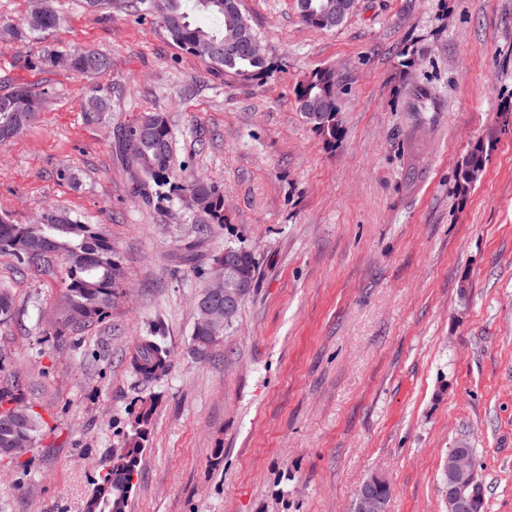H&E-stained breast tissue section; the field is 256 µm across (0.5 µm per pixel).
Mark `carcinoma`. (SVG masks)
<instances>
[{
	"instance_id": "carcinoma-1",
	"label": "carcinoma",
	"mask_w": 512,
	"mask_h": 512,
	"mask_svg": "<svg viewBox=\"0 0 512 512\" xmlns=\"http://www.w3.org/2000/svg\"><path fill=\"white\" fill-rule=\"evenodd\" d=\"M353 0H295L302 21L320 30H333L347 19ZM142 14L156 16L168 37L179 48L207 59L224 74L244 82L264 81L272 72L263 56L251 54L248 44L255 34L240 9L239 0H134ZM198 12L215 20L211 26L194 23L191 13ZM60 17L51 4L42 14L31 16L25 24H0V40L21 39L45 34L58 27ZM112 67L109 56L84 48L67 57L66 69L77 74H104ZM112 98L92 95L84 105V118L98 120L111 110ZM299 111L313 128L334 141L340 127L336 97V72L320 68L300 83L297 92ZM43 108V99L26 87L0 94V142L17 137L33 122ZM173 134L166 117L159 113L143 115L138 122L117 137L120 156L133 160L139 191L144 196L156 187L169 185L190 195L193 204L210 224L224 223V194L212 183L186 180L173 166ZM488 160L487 148L478 143L463 157L456 180V191L467 193L482 177ZM236 274L253 284L256 257L248 247L239 246ZM0 252L13 256L17 263L39 275L60 274L65 286L57 309L58 337L80 326L99 322L112 309L121 277L119 256L111 238L94 224H83L69 215L48 210L33 224H12L0 218ZM14 315L10 289L0 287V324ZM216 342L196 322L190 344L199 359L209 356ZM170 353L155 333L141 336L131 356L134 373L153 379L165 373ZM153 409L143 406L130 421L125 448L108 459L104 473L94 482L85 500L84 512H126L134 491L137 474L151 426ZM41 417L25 401L19 385L0 383V455L15 452L20 456L36 443Z\"/></svg>"
}]
</instances>
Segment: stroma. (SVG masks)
Segmentation results:
<instances>
[{
  "label": "stroma",
  "mask_w": 512,
  "mask_h": 512,
  "mask_svg": "<svg viewBox=\"0 0 512 512\" xmlns=\"http://www.w3.org/2000/svg\"><path fill=\"white\" fill-rule=\"evenodd\" d=\"M50 2L53 32L0 45V94L46 98L0 142V217L61 209L98 225L122 280L105 319L56 337L60 276L0 254L15 298L0 373L46 422L19 461H0V512H83L147 402L127 512H352L376 473L386 512H448L441 475L462 444L486 512H512V0H355L331 31L302 22L295 0H240L274 66L262 83L224 75L122 2L107 14ZM82 47L111 71L42 63ZM323 67L341 90L333 143L296 103ZM95 93L112 110L88 123ZM147 112L166 116L175 166L223 191L209 233L184 192L136 191L115 142ZM480 140L485 173L459 197L458 167ZM239 245L256 254L254 288L197 359L203 272ZM155 325L171 365L145 380L130 359Z\"/></svg>",
  "instance_id": "stroma-1"
}]
</instances>
